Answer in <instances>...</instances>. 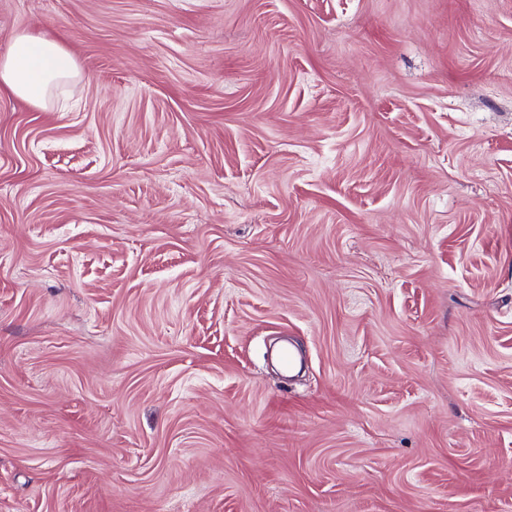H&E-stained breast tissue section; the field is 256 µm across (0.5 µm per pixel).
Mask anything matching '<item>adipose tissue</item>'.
<instances>
[{"label":"adipose tissue","mask_w":512,"mask_h":512,"mask_svg":"<svg viewBox=\"0 0 512 512\" xmlns=\"http://www.w3.org/2000/svg\"><path fill=\"white\" fill-rule=\"evenodd\" d=\"M84 75L71 55L56 41L32 31L17 33L5 55L0 56V94L6 93L37 108L51 103L57 84L77 86Z\"/></svg>","instance_id":"obj_1"}]
</instances>
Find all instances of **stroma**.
<instances>
[{"mask_svg":"<svg viewBox=\"0 0 512 512\" xmlns=\"http://www.w3.org/2000/svg\"><path fill=\"white\" fill-rule=\"evenodd\" d=\"M30 28L90 81L0 95V512H512V0Z\"/></svg>","mask_w":512,"mask_h":512,"instance_id":"stroma-1","label":"stroma"}]
</instances>
